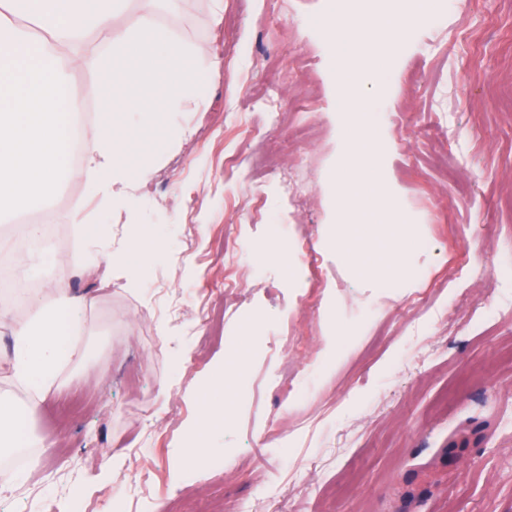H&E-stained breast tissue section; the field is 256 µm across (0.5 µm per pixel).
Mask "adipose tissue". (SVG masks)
Segmentation results:
<instances>
[{
    "instance_id": "ef3b65f1",
    "label": "adipose tissue",
    "mask_w": 512,
    "mask_h": 512,
    "mask_svg": "<svg viewBox=\"0 0 512 512\" xmlns=\"http://www.w3.org/2000/svg\"><path fill=\"white\" fill-rule=\"evenodd\" d=\"M159 14L160 0H0V218L44 207L67 176L81 179L87 197L109 217L143 211L131 189L150 177L160 153L151 148L134 158L133 137L160 125V113L202 99L220 64L208 49L179 40ZM18 16L32 28L15 24ZM98 35L105 43L95 52L89 45ZM83 70L96 74L83 89L98 112L89 127L78 125L62 86ZM74 145L76 166L68 161ZM408 224L400 214L377 230L352 224L343 245L377 234L365 263L395 274L402 257L394 234ZM89 237L101 240L96 260L108 266L138 264L145 251L163 244L161 233L142 230L117 257L104 227H91ZM19 303L24 313L15 321L12 376L40 397L66 364L82 359L68 336L89 301L60 288L52 305L31 293Z\"/></svg>"
}]
</instances>
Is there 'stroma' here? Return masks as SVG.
Masks as SVG:
<instances>
[{
    "label": "stroma",
    "mask_w": 512,
    "mask_h": 512,
    "mask_svg": "<svg viewBox=\"0 0 512 512\" xmlns=\"http://www.w3.org/2000/svg\"><path fill=\"white\" fill-rule=\"evenodd\" d=\"M367 0L372 26L402 39L383 90L359 88L377 144L383 196L350 209L336 181L359 146L341 60L350 0H171L180 39L216 53L203 105L176 115L192 137L137 188L166 246L129 287L121 267L41 268L90 299L66 366L29 420L34 469L0 512H242L288 494V512H512V0ZM274 108L284 124L266 128ZM444 134H437V126ZM308 188L281 190L283 171ZM65 181L46 213L75 232L73 201L106 225L113 249L135 219L106 222ZM395 208L415 226L391 282L358 271L337 245L348 215ZM244 257L224 293V248ZM13 322L0 321V400L28 395L7 364ZM165 346H158V339ZM198 351L184 356L185 345ZM238 366L219 383L225 362ZM315 383L284 397L283 364ZM224 427L183 453L207 405ZM146 486L123 484L133 472Z\"/></svg>",
    "instance_id": "stroma-1"
}]
</instances>
